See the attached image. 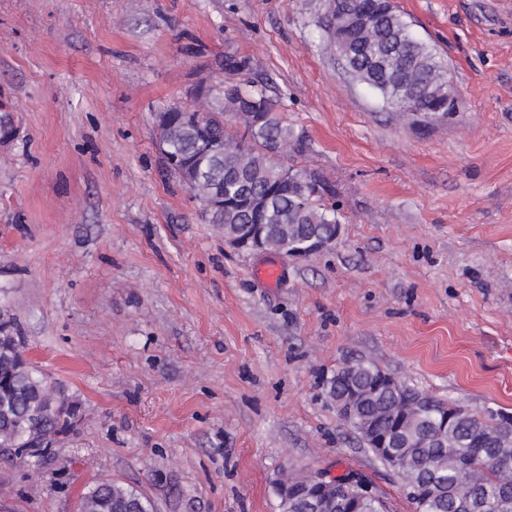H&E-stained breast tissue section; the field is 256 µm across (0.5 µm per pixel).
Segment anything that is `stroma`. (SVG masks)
<instances>
[{"label": "stroma", "mask_w": 512, "mask_h": 512, "mask_svg": "<svg viewBox=\"0 0 512 512\" xmlns=\"http://www.w3.org/2000/svg\"><path fill=\"white\" fill-rule=\"evenodd\" d=\"M393 5L448 70L446 118L351 81L327 0H0V309L76 405L40 463L0 456V512H75L102 479L154 512H279L292 470L415 512L326 395L356 361L512 415V0ZM203 80L262 83L303 138L288 165L333 194L336 244L277 287L164 168L156 115Z\"/></svg>", "instance_id": "35a3bbf8"}]
</instances>
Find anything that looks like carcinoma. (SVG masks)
Listing matches in <instances>:
<instances>
[{
  "instance_id": "cac0c4a2",
  "label": "carcinoma",
  "mask_w": 512,
  "mask_h": 512,
  "mask_svg": "<svg viewBox=\"0 0 512 512\" xmlns=\"http://www.w3.org/2000/svg\"><path fill=\"white\" fill-rule=\"evenodd\" d=\"M346 7L366 18L365 23L355 27L331 8L325 28L326 49L343 58L349 77L377 91L403 117L448 111L447 100L437 95L448 82L445 66L412 34L393 5L346 0ZM244 95L258 101L264 115L258 126L246 117L252 108L244 105ZM199 116L207 137L221 146L223 154L206 151L198 129L185 121L184 113L172 111L157 115L162 129L159 150L168 171L203 206H208L214 191L224 192L229 204L205 213L229 236L251 223L252 214L241 203L267 192L270 178L285 167L284 159L301 147V137L262 89L211 88ZM230 118L243 132L227 131ZM318 185L327 191L315 173L288 168V189L272 196L265 213L270 252L283 253L313 233L334 232L338 210L320 203ZM23 348L13 330L0 328V448H27L57 437L67 429L62 415L74 410V403L61 398L50 376L24 358ZM382 375L368 362L346 364L329 380L327 395L335 402L346 400L352 389L365 390ZM418 395L409 387L400 395H369L358 402L349 422L368 445L374 431L405 435L406 447L395 449L403 459L397 475L415 512H512V426L496 412L480 417L430 398L420 418L400 421L396 407ZM445 422L448 436L435 438L437 427ZM344 496L355 502L356 512H382L379 497L360 492L343 476L336 478V497ZM280 507L281 512H310L309 502L293 494ZM77 512H153V506L136 489L105 479L81 494Z\"/></svg>"
}]
</instances>
